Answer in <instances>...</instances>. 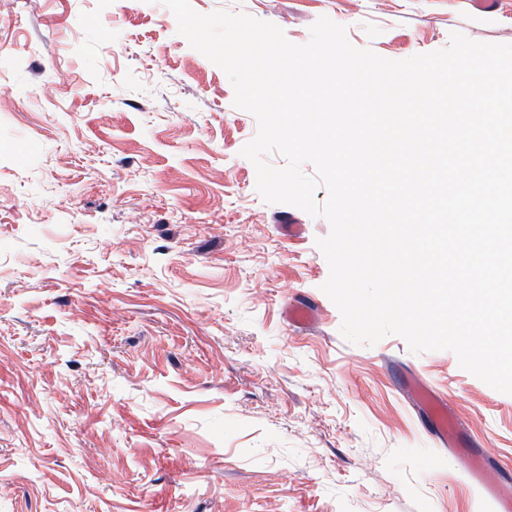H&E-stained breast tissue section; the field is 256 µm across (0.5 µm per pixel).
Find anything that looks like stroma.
Listing matches in <instances>:
<instances>
[{"mask_svg": "<svg viewBox=\"0 0 512 512\" xmlns=\"http://www.w3.org/2000/svg\"><path fill=\"white\" fill-rule=\"evenodd\" d=\"M190 3L295 44L325 16L391 60L512 44V0L493 25L471 0ZM233 100L162 0H0V512H493L392 371L511 471L512 395L342 337L330 225L263 200ZM405 389L411 392L415 402L423 409L429 424V436L439 447H454L459 423L455 419L446 396L438 393L420 376L410 373Z\"/></svg>", "mask_w": 512, "mask_h": 512, "instance_id": "obj_1", "label": "stroma"}]
</instances>
